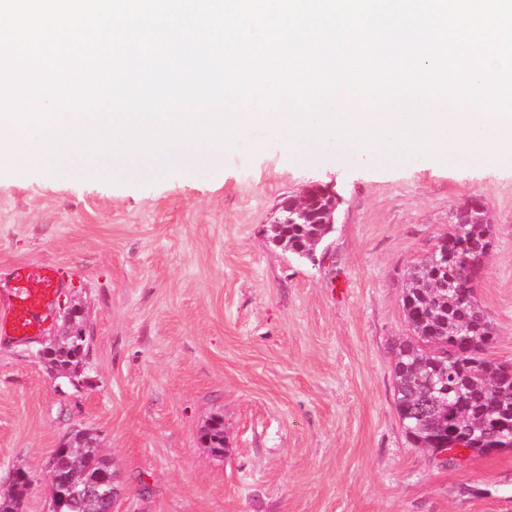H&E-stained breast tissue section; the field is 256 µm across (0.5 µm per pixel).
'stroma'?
<instances>
[{"label": "stroma", "mask_w": 512, "mask_h": 512, "mask_svg": "<svg viewBox=\"0 0 512 512\" xmlns=\"http://www.w3.org/2000/svg\"><path fill=\"white\" fill-rule=\"evenodd\" d=\"M313 183L342 204L311 263L264 229ZM474 197L495 238L476 297L512 363V163H355L331 143L299 162L258 126L219 167L139 182L0 169V269L52 265L63 282L39 336L0 337V490L23 467L24 512H49L48 460L78 428L111 460L122 512H512V450L447 462L413 446L394 403L404 275ZM74 306L76 385L39 354ZM214 416L220 455L199 442Z\"/></svg>", "instance_id": "obj_1"}]
</instances>
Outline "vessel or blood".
Segmentation results:
<instances>
[{
  "label": "vessel or blood",
  "mask_w": 512,
  "mask_h": 512,
  "mask_svg": "<svg viewBox=\"0 0 512 512\" xmlns=\"http://www.w3.org/2000/svg\"><path fill=\"white\" fill-rule=\"evenodd\" d=\"M62 285L54 266L31 271L17 264L0 275V335L22 341L37 336Z\"/></svg>",
  "instance_id": "b4317fda"
}]
</instances>
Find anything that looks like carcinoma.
Instances as JSON below:
<instances>
[{
    "label": "carcinoma",
    "mask_w": 512,
    "mask_h": 512,
    "mask_svg": "<svg viewBox=\"0 0 512 512\" xmlns=\"http://www.w3.org/2000/svg\"><path fill=\"white\" fill-rule=\"evenodd\" d=\"M327 224H288V252L306 259L329 236ZM494 243L483 202L471 199L458 210L448 232L438 237L436 256L410 267L402 309L412 335L393 344L395 406L406 437L434 453L458 443L477 454L497 451L496 432L512 435V366L493 358L497 336L474 288ZM75 327L43 347L50 371L77 376L88 356L86 337ZM88 448H58L51 495L61 512H104L84 483L110 463L87 436ZM28 481L13 479V492L0 494V512H21Z\"/></svg>",
    "instance_id": "cac0c4a2"
}]
</instances>
